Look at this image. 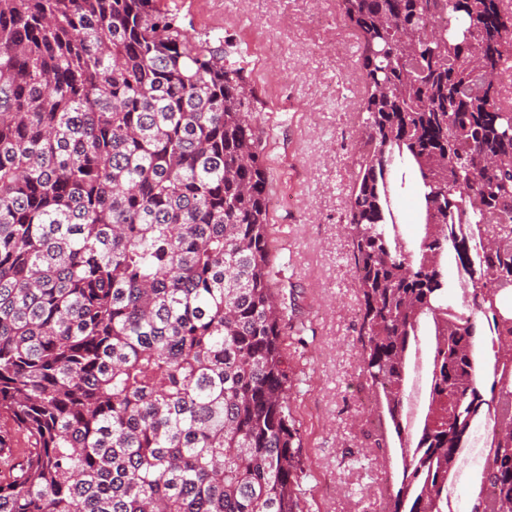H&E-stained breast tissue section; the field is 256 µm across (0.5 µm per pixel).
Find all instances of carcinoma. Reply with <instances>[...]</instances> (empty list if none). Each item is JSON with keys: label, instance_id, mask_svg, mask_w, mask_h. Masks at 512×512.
<instances>
[{"label": "carcinoma", "instance_id": "carcinoma-1", "mask_svg": "<svg viewBox=\"0 0 512 512\" xmlns=\"http://www.w3.org/2000/svg\"><path fill=\"white\" fill-rule=\"evenodd\" d=\"M159 0H0V417L30 448L0 512H304L257 97L233 39ZM365 76L348 198L363 377L390 459L383 512H453L478 411L512 391V62L503 0H337ZM424 221L403 248L390 195ZM473 288L448 303L446 255ZM448 306L407 423L421 319ZM448 400L458 427L432 423ZM512 436L476 478L512 512Z\"/></svg>", "mask_w": 512, "mask_h": 512}]
</instances>
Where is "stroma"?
<instances>
[{
	"label": "stroma",
	"instance_id": "1",
	"mask_svg": "<svg viewBox=\"0 0 512 512\" xmlns=\"http://www.w3.org/2000/svg\"><path fill=\"white\" fill-rule=\"evenodd\" d=\"M195 39L222 33L263 100L290 405L301 439L305 512H382L381 467L364 425L360 305L348 259L346 199L365 82L336 0H161Z\"/></svg>",
	"mask_w": 512,
	"mask_h": 512
}]
</instances>
